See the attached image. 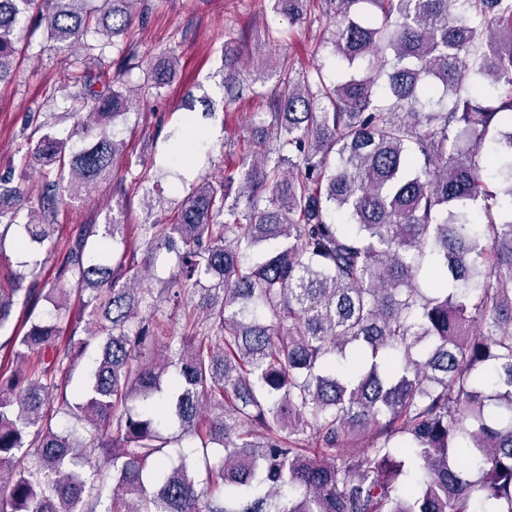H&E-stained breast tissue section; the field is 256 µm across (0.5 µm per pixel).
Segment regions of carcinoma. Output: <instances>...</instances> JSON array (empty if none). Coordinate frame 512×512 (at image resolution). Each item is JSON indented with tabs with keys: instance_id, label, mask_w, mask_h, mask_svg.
<instances>
[{
	"instance_id": "carcinoma-1",
	"label": "carcinoma",
	"mask_w": 512,
	"mask_h": 512,
	"mask_svg": "<svg viewBox=\"0 0 512 512\" xmlns=\"http://www.w3.org/2000/svg\"><path fill=\"white\" fill-rule=\"evenodd\" d=\"M90 2L0 0V84L33 11L82 49L61 92L85 141L34 115L0 181V249L13 230L57 254L85 316L36 259L0 280V331L21 318L0 342V512H512V0H319L345 79L285 68L264 94L226 74L267 110L223 177L165 227L114 215L63 243L60 209L126 156L113 125L177 63L120 50L141 88L92 89L141 0ZM307 2L274 12L300 25ZM164 251L168 287H141Z\"/></svg>"
}]
</instances>
